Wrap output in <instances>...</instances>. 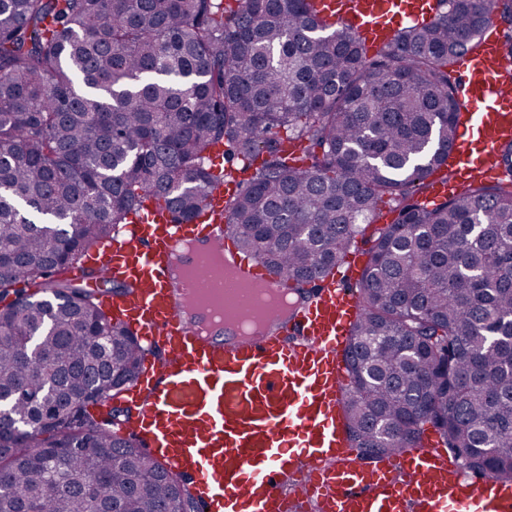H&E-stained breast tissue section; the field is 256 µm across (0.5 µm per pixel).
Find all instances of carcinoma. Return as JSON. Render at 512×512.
Instances as JSON below:
<instances>
[{"instance_id": "obj_1", "label": "carcinoma", "mask_w": 512, "mask_h": 512, "mask_svg": "<svg viewBox=\"0 0 512 512\" xmlns=\"http://www.w3.org/2000/svg\"><path fill=\"white\" fill-rule=\"evenodd\" d=\"M512 0H438L436 18L366 46L313 0H0V512H185L184 485L118 435L146 357L100 292L68 276L130 215L201 216L294 281L335 279L356 237L343 396L351 447L418 448L512 480V144L504 177L416 198L449 162L455 63ZM299 142L304 165L282 150ZM225 144L253 159L214 172ZM389 224H374L380 203ZM373 230L365 235L366 227ZM50 292L38 298L28 287Z\"/></svg>"}]
</instances>
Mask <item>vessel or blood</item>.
<instances>
[{
  "label": "vessel or blood",
  "mask_w": 512,
  "mask_h": 512,
  "mask_svg": "<svg viewBox=\"0 0 512 512\" xmlns=\"http://www.w3.org/2000/svg\"><path fill=\"white\" fill-rule=\"evenodd\" d=\"M434 0H318V15L347 24L369 45L428 19ZM512 58L498 38L458 58L463 122L453 147L454 177L432 173L425 199L444 200L458 184L498 175L494 153L512 141ZM237 183L214 187L202 217L175 224L154 209L132 216L121 234L84 255L82 268L122 290L102 296L149 350V364L125 392L135 415L123 435L184 480L205 512H512V481L479 475L426 445L368 462L351 448L341 400L344 352L356 309L349 262L334 282L308 296L272 333L246 340L199 335L169 284L168 258L189 236L206 252L233 249L219 218ZM240 281L287 289L259 259L242 257ZM197 288L247 314L244 295L212 287L192 268Z\"/></svg>",
  "instance_id": "vessel-or-blood-1"
}]
</instances>
